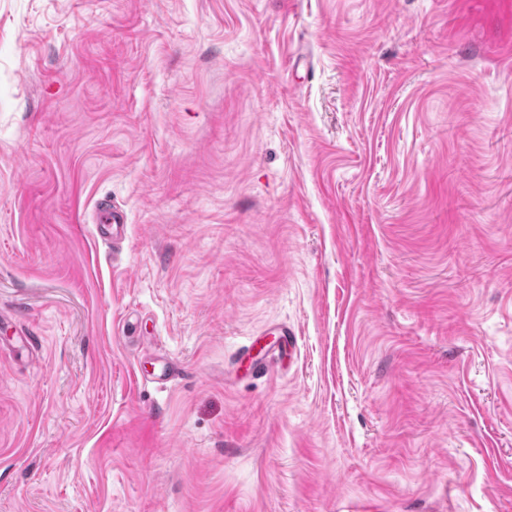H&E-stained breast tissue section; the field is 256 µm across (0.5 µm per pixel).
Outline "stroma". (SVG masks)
<instances>
[{"mask_svg": "<svg viewBox=\"0 0 512 512\" xmlns=\"http://www.w3.org/2000/svg\"><path fill=\"white\" fill-rule=\"evenodd\" d=\"M0 512H512V0H0ZM126 224L124 212L110 203H103L99 209L97 230L99 234H105L112 225V237L123 229ZM279 336H285L284 342H281L278 346V351L273 349L269 352L264 360L258 367L257 372L266 373L269 366L283 357L284 352H288V360L291 359L294 353V349L297 344V334L294 330L288 329V327H281V334ZM287 336V337H286ZM285 346V348H284Z\"/></svg>", "mask_w": 512, "mask_h": 512, "instance_id": "1", "label": "stroma"}]
</instances>
